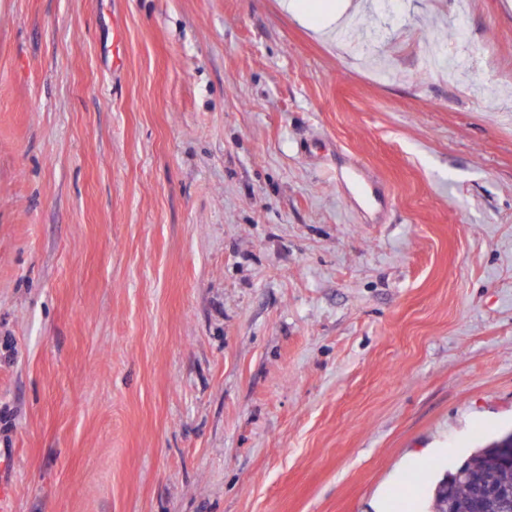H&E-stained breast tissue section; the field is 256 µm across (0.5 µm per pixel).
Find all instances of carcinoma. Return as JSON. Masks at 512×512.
<instances>
[{
	"instance_id": "obj_1",
	"label": "carcinoma",
	"mask_w": 512,
	"mask_h": 512,
	"mask_svg": "<svg viewBox=\"0 0 512 512\" xmlns=\"http://www.w3.org/2000/svg\"><path fill=\"white\" fill-rule=\"evenodd\" d=\"M496 448L495 440L482 446L433 484L434 512H472L481 492L512 488V467L497 462Z\"/></svg>"
}]
</instances>
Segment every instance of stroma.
Returning <instances> with one entry per match:
<instances>
[{"instance_id": "35a3bbf8", "label": "stroma", "mask_w": 512, "mask_h": 512, "mask_svg": "<svg viewBox=\"0 0 512 512\" xmlns=\"http://www.w3.org/2000/svg\"><path fill=\"white\" fill-rule=\"evenodd\" d=\"M394 3L0 0L10 512H376L512 433V0ZM339 182L354 185L358 188V192L363 196L369 204H381L380 195L374 181L369 177L364 166L358 161H354L348 170L344 173L337 174Z\"/></svg>"}]
</instances>
